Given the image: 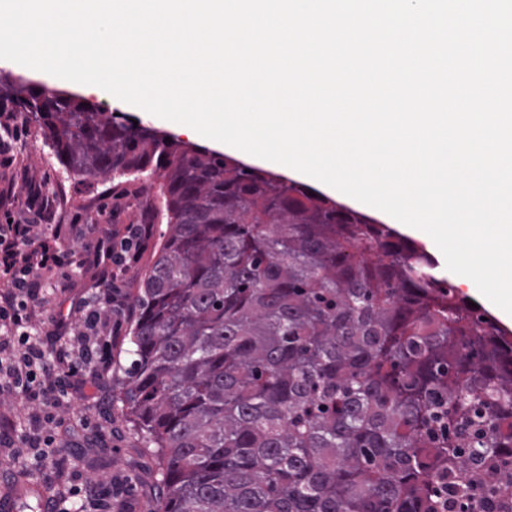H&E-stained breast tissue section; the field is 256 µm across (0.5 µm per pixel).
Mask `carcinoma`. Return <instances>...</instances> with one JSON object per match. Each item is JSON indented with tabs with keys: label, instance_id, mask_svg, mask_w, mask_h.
<instances>
[{
	"label": "carcinoma",
	"instance_id": "obj_1",
	"mask_svg": "<svg viewBox=\"0 0 512 512\" xmlns=\"http://www.w3.org/2000/svg\"><path fill=\"white\" fill-rule=\"evenodd\" d=\"M4 101L67 171L165 181L123 398L160 512H512V334L420 245L81 96Z\"/></svg>",
	"mask_w": 512,
	"mask_h": 512
}]
</instances>
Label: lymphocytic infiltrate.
<instances>
[{"mask_svg":"<svg viewBox=\"0 0 512 512\" xmlns=\"http://www.w3.org/2000/svg\"><path fill=\"white\" fill-rule=\"evenodd\" d=\"M28 214L21 219L6 216L0 225V277L8 282L0 291V392L28 401L52 404L45 385L47 367L39 338L31 332L30 301L37 299L40 281L58 279L65 265L60 240L67 231L57 216L53 199L40 187H31ZM120 245L109 234L98 236L92 258L100 276L97 291L83 306L78 351L92 360V346L107 333L108 313L114 300L112 288L128 270L124 248L144 249L153 237L150 224H129Z\"/></svg>","mask_w":512,"mask_h":512,"instance_id":"1","label":"lymphocytic infiltrate"}]
</instances>
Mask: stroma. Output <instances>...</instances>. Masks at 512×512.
<instances>
[{
	"label": "stroma",
	"mask_w": 512,
	"mask_h": 512,
	"mask_svg": "<svg viewBox=\"0 0 512 512\" xmlns=\"http://www.w3.org/2000/svg\"><path fill=\"white\" fill-rule=\"evenodd\" d=\"M12 149L15 162L11 168H0V190L9 187L14 194L0 197V212L18 211L28 183H47L59 212L79 220L64 240L63 251H81L83 244L104 228L113 230V240L118 243L125 225L145 220L153 224L154 235L148 246L113 287L114 309L122 315L124 308L133 306L167 229L159 179L132 173L123 177L68 174L32 124L13 142ZM96 275V269L87 264L72 279L41 286L34 331L46 351L63 347L70 356L66 373L52 380L53 406L0 394V492L30 475L49 488H64L68 482L61 478V471H73L81 481L111 484L112 512H158V460L142 434L132 427L122 401L124 371L131 361V320L122 316L112 336L98 338L96 363L85 362L76 352L78 309L93 292ZM21 432L51 437L52 443L45 450L52 459L50 465L30 472L18 463L20 445L13 437Z\"/></svg>",
	"instance_id": "obj_1"
}]
</instances>
